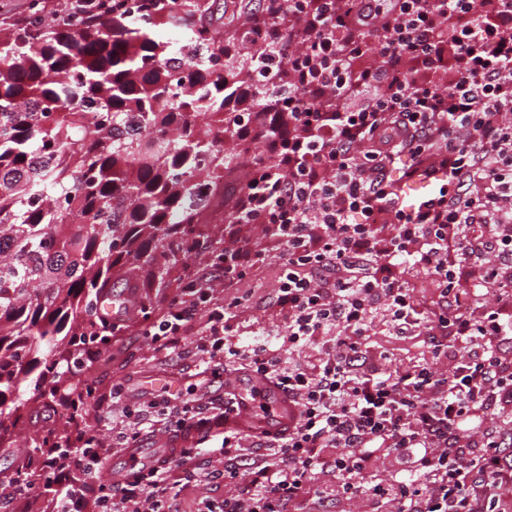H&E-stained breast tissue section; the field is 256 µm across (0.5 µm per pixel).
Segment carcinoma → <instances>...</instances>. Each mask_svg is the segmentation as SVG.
<instances>
[{
	"instance_id": "obj_1",
	"label": "carcinoma",
	"mask_w": 512,
	"mask_h": 512,
	"mask_svg": "<svg viewBox=\"0 0 512 512\" xmlns=\"http://www.w3.org/2000/svg\"><path fill=\"white\" fill-rule=\"evenodd\" d=\"M215 0H28L0 36V447L9 428L69 383L68 360L105 346L98 302L112 274L141 263L146 287L202 248L224 174L256 138L240 112L283 111L288 62L205 19ZM198 22L170 41L160 31ZM55 381L43 385L47 375ZM67 451L23 440L28 460Z\"/></svg>"
}]
</instances>
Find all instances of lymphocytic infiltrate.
<instances>
[{
  "instance_id": "lymphocytic-infiltrate-1",
  "label": "lymphocytic infiltrate",
  "mask_w": 512,
  "mask_h": 512,
  "mask_svg": "<svg viewBox=\"0 0 512 512\" xmlns=\"http://www.w3.org/2000/svg\"><path fill=\"white\" fill-rule=\"evenodd\" d=\"M259 15L271 55L294 74L290 120L233 213L287 248L280 345L319 344L324 356L282 368L266 346L226 347L241 304L231 290L262 258L234 238L229 265L143 329L164 348L197 332L210 360L237 356L295 409L282 436L227 427L234 400L194 424L225 428L223 512L320 497L313 479L328 464L342 499L512 512V0H265ZM401 163L431 185L412 204L390 176ZM408 267L426 273L435 301L420 299ZM377 313L396 335L425 336L431 361L390 370L367 344ZM247 444L269 458L241 463ZM101 458L90 434L47 458L48 512H166L170 467L106 485ZM386 462L396 480L366 484Z\"/></svg>"
}]
</instances>
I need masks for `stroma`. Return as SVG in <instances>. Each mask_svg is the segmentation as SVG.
Here are the masks:
<instances>
[{
	"instance_id": "35a3bbf8",
	"label": "stroma",
	"mask_w": 512,
	"mask_h": 512,
	"mask_svg": "<svg viewBox=\"0 0 512 512\" xmlns=\"http://www.w3.org/2000/svg\"><path fill=\"white\" fill-rule=\"evenodd\" d=\"M239 235L259 244L265 260L257 264L234 290L241 304L233 321L230 341L242 343L257 334L285 335L288 324L276 305L275 286L285 272L286 248L265 238L260 228L247 224L240 225ZM213 273L210 259L195 255L186 268L178 267L172 271L171 284L167 288H142L137 280L121 276L114 289L118 292L137 289L139 296L159 315L180 298L188 281ZM144 326L140 315L127 316L109 347L89 346V353L97 357L92 368L74 375L76 382L90 384L94 389L79 422L88 431L98 432L107 449L105 458L109 461L122 453L115 442L123 426V407L142 412L145 428L136 442L137 447L156 448L161 444L162 435L174 428L183 406L198 408L199 418L208 417L209 402L224 398L225 373H235L240 368L239 361L230 356L224 358L219 370L204 363L203 355L197 349L200 338L192 333L179 337L173 349H157L143 336ZM370 341L374 351L389 353L395 368H405L429 356L423 337L396 335L390 323L381 316L372 325ZM115 387L122 390L121 402H100V395L110 393ZM218 458V453L205 451L184 465L186 485L173 503L176 512H204L207 504H222L225 495L230 494V486L212 475L218 466Z\"/></svg>"
}]
</instances>
